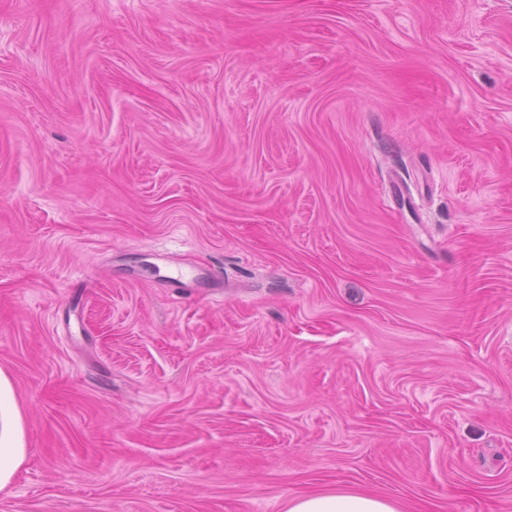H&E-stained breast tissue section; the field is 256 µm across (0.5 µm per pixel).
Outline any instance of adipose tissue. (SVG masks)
Returning <instances> with one entry per match:
<instances>
[{"instance_id":"1","label":"adipose tissue","mask_w":512,"mask_h":512,"mask_svg":"<svg viewBox=\"0 0 512 512\" xmlns=\"http://www.w3.org/2000/svg\"><path fill=\"white\" fill-rule=\"evenodd\" d=\"M27 457L22 414L13 383L0 369V488L7 486ZM287 512H399L388 499L332 486L291 499Z\"/></svg>"}]
</instances>
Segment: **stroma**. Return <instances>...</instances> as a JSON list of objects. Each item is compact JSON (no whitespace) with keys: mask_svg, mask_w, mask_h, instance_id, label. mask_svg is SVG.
<instances>
[{"mask_svg":"<svg viewBox=\"0 0 512 512\" xmlns=\"http://www.w3.org/2000/svg\"><path fill=\"white\" fill-rule=\"evenodd\" d=\"M0 368V512H512V0H0ZM26 457L21 410L13 383L0 368V489L12 481ZM287 512H400L387 498L359 492L345 486H332L301 495L288 502Z\"/></svg>","mask_w":512,"mask_h":512,"instance_id":"stroma-1","label":"stroma"}]
</instances>
